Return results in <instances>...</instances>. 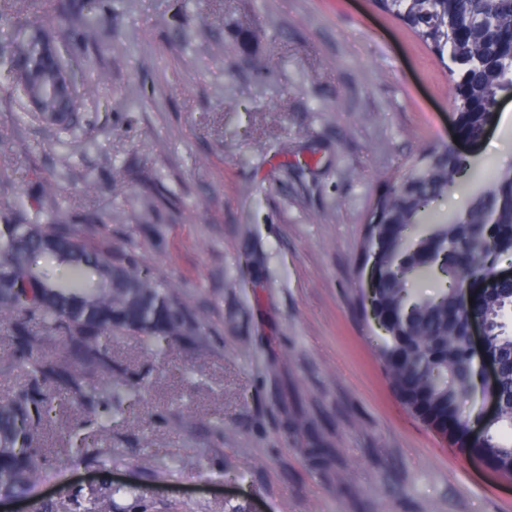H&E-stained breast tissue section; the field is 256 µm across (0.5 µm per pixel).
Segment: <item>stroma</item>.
<instances>
[{
  "label": "stroma",
  "mask_w": 512,
  "mask_h": 512,
  "mask_svg": "<svg viewBox=\"0 0 512 512\" xmlns=\"http://www.w3.org/2000/svg\"><path fill=\"white\" fill-rule=\"evenodd\" d=\"M39 2L0 9V224L46 222L49 191L173 282L205 335L114 338L136 390L111 466L60 454L82 417L54 401L46 476L13 512H512V479L397 396L360 304L380 199L456 134L438 57L373 0H99L96 39L59 42L78 98L55 127L6 54ZM507 112L505 90L461 146L482 178L512 166Z\"/></svg>",
  "instance_id": "stroma-1"
}]
</instances>
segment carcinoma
<instances>
[{"label":"carcinoma","instance_id":"carcinoma-1","mask_svg":"<svg viewBox=\"0 0 512 512\" xmlns=\"http://www.w3.org/2000/svg\"><path fill=\"white\" fill-rule=\"evenodd\" d=\"M383 12L411 29L438 56L465 98L460 120L480 138L490 119L499 84L512 79V0H374ZM87 40L99 16L88 10L77 20ZM38 48L29 39H14L11 61L34 62ZM54 75L43 72L26 85L27 95L55 107ZM472 169L470 157L447 143L435 144L413 158L404 180L384 200L396 226L382 264L378 301L399 314L387 326L381 354L399 352L404 363L388 370L394 387L415 381L417 393L431 408L466 424L460 409L477 389L475 365L463 328L448 322L460 281L491 277L505 257L512 259V166L484 185L469 207L418 235V215L429 203L459 185ZM100 224H0V373L22 380L0 396V495L18 498L43 477L45 452L39 431L58 393L84 415L83 427L105 441L109 421L100 411L124 412L125 370L112 366V336L125 335L142 344L155 340L201 338L203 323L178 297L171 283L138 265L126 252L100 240ZM38 254H49L70 270L62 280L41 277L30 267ZM92 269L97 282L80 275ZM429 272L449 279L433 297L410 294L407 280ZM512 308V283H493L478 295L472 312L488 323L485 352L498 366L499 414L472 449L492 461L503 475L512 474V334L502 318ZM45 336L63 338L62 355L40 354Z\"/></svg>","mask_w":512,"mask_h":512}]
</instances>
